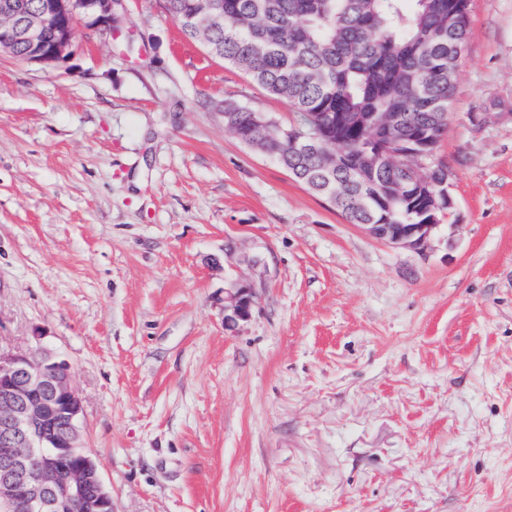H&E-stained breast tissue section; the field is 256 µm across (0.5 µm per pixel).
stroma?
Returning a JSON list of instances; mask_svg holds the SVG:
<instances>
[{
  "instance_id": "1",
  "label": "stroma",
  "mask_w": 512,
  "mask_h": 512,
  "mask_svg": "<svg viewBox=\"0 0 512 512\" xmlns=\"http://www.w3.org/2000/svg\"><path fill=\"white\" fill-rule=\"evenodd\" d=\"M227 98L292 117L163 0L0 55V349L70 362L112 512H512V0H472L427 255L225 134ZM255 292L249 285H235L224 290V323L234 326L250 318Z\"/></svg>"
}]
</instances>
